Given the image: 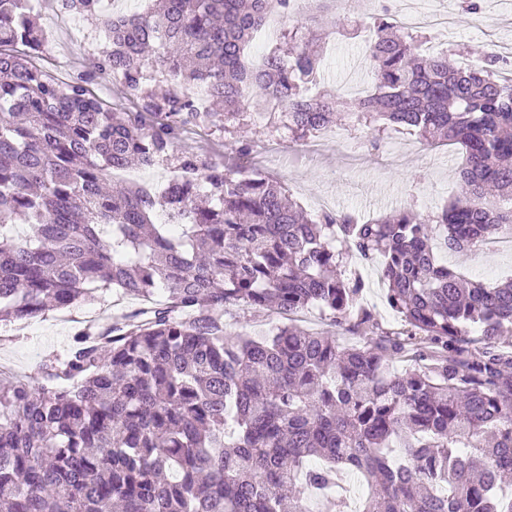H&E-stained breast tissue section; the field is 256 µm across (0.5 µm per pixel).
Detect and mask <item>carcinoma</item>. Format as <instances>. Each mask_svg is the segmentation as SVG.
<instances>
[{"mask_svg": "<svg viewBox=\"0 0 512 512\" xmlns=\"http://www.w3.org/2000/svg\"><path fill=\"white\" fill-rule=\"evenodd\" d=\"M99 2L62 0L108 45L59 82L37 64L48 41L30 0H0V323L101 291L143 308L84 324L36 377H0V512H346L344 475L368 488L356 512H512V279L437 256L512 233L504 60L450 66L384 5L371 90L347 112L337 92L307 95L322 58L298 0H152L107 18ZM275 15L288 52L259 73L248 48ZM101 75L134 110L97 96ZM195 87L222 109L198 111ZM251 100L296 141L343 121L375 151L399 129L457 145L462 194L436 212L309 215L281 180L179 150L197 126L245 125ZM174 155L161 190L115 177ZM352 257L378 264L402 329H380ZM240 304L316 307L330 329L231 332Z\"/></svg>", "mask_w": 512, "mask_h": 512, "instance_id": "carcinoma-1", "label": "carcinoma"}]
</instances>
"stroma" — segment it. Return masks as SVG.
<instances>
[{"label": "stroma", "instance_id": "stroma-1", "mask_svg": "<svg viewBox=\"0 0 512 512\" xmlns=\"http://www.w3.org/2000/svg\"><path fill=\"white\" fill-rule=\"evenodd\" d=\"M61 0H45L39 8L40 26L53 34L46 69L52 76L65 79L83 70L94 53L82 39V31L95 25L83 21L81 30L58 22ZM454 25L447 35L429 31L431 41L455 44L460 56L476 61L484 57L490 43L512 42V0H482V11L473 15L462 7L461 0H451ZM323 17L328 27L323 53L321 88L333 89L352 77L369 82L367 70L358 65L357 37L342 33ZM249 125L256 130L257 143L244 165L253 174L282 179L291 197L307 211L319 204L331 210H355L367 218L391 213L405 206L428 212L443 205L460 187L454 175L462 156L458 148L423 145L416 135L406 131L391 132L380 151L362 154L359 167L343 164L348 144L354 134L341 130L339 137L323 143L322 154L314 160L296 161L302 143L290 138L287 129L274 128L267 115H253ZM450 268L474 280L496 283L512 276V253L474 250L463 255L441 252ZM139 301L119 297L112 292L100 293L97 300L65 313L50 312L32 320L23 328L0 326V365L13 371L33 375L50 352L62 350L80 321H107L119 310L140 309Z\"/></svg>", "mask_w": 512, "mask_h": 512}]
</instances>
